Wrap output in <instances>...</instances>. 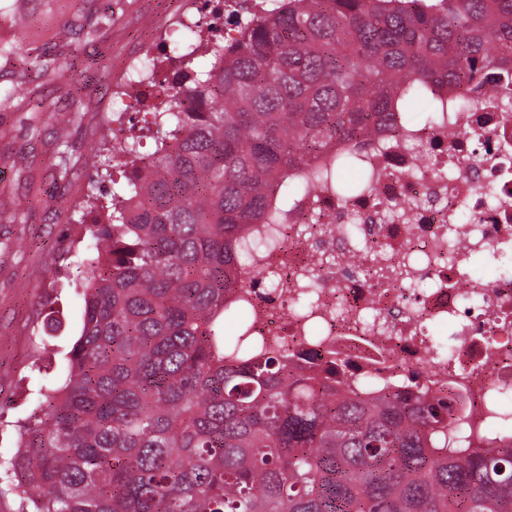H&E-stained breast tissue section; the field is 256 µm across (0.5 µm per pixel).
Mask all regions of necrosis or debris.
<instances>
[{
  "label": "necrosis or debris",
  "mask_w": 512,
  "mask_h": 512,
  "mask_svg": "<svg viewBox=\"0 0 512 512\" xmlns=\"http://www.w3.org/2000/svg\"><path fill=\"white\" fill-rule=\"evenodd\" d=\"M232 7L183 0L151 34L169 46L168 69L198 50L171 46L174 31ZM509 81L512 70L464 96L439 90L433 122L399 118L312 154L323 179L277 206L276 223L247 226L246 269L225 295L254 351L310 370L342 359V381L360 392L418 385L458 398L467 447L498 446L512 423V106L491 90ZM345 154L362 184L350 196L331 177Z\"/></svg>",
  "instance_id": "4bbe7bcc"
}]
</instances>
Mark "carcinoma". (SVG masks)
Wrapping results in <instances>:
<instances>
[{"label": "carcinoma", "mask_w": 512, "mask_h": 512, "mask_svg": "<svg viewBox=\"0 0 512 512\" xmlns=\"http://www.w3.org/2000/svg\"><path fill=\"white\" fill-rule=\"evenodd\" d=\"M235 12L239 38L203 42L210 68L182 72L150 108L146 137L94 130L129 170L96 171L79 208L95 252L65 235L60 258L85 269L80 336L58 386L13 424L0 491L20 512H512V440L459 448L453 401L365 398L273 353L224 337V291L248 258L241 233L274 221L311 154L394 125L435 89L512 64V0H271ZM124 0H74L52 48L0 47L54 74L78 47L112 36ZM27 71L0 87V112L60 114ZM83 108L59 118L80 124ZM40 303L59 330L53 293Z\"/></svg>", "instance_id": "cac0c4a2"}]
</instances>
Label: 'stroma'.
<instances>
[{"label": "stroma", "mask_w": 512, "mask_h": 512, "mask_svg": "<svg viewBox=\"0 0 512 512\" xmlns=\"http://www.w3.org/2000/svg\"><path fill=\"white\" fill-rule=\"evenodd\" d=\"M177 0H133L122 20L104 42L80 47L75 61L58 75L30 71L33 83L60 106L78 105L89 114L73 126L68 143L55 137L54 119L47 112H0V457H10L16 446L12 428L40 404V389L63 379L66 355L77 338L84 301L71 283L82 280L76 263L59 264L63 234L78 236L92 214L79 209L89 178L103 162L96 125L110 123L122 113L123 129L142 126L153 102L141 96L132 112L112 99V80L135 54L160 59L161 46L149 43V32L175 8ZM19 0H0V40L50 47L62 32L72 0H50L28 6L26 26L13 23ZM74 150L79 158L68 182H61L57 163L62 152ZM19 221H12L13 212ZM67 283L55 305L60 331L45 338L39 303L56 280Z\"/></svg>", "instance_id": "35a3bbf8"}]
</instances>
